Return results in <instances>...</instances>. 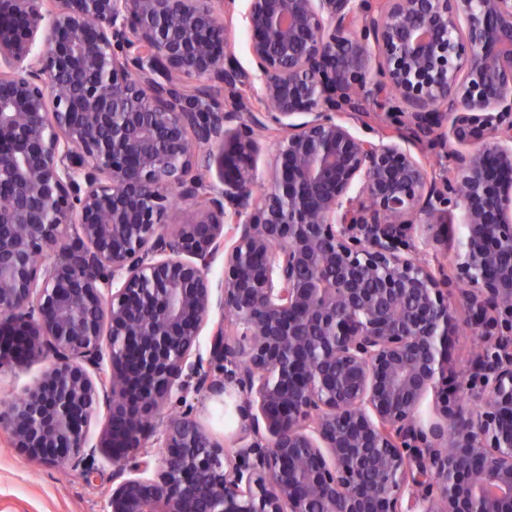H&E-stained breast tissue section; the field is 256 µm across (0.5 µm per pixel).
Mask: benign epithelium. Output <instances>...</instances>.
<instances>
[{"label": "benign epithelium", "mask_w": 512, "mask_h": 512, "mask_svg": "<svg viewBox=\"0 0 512 512\" xmlns=\"http://www.w3.org/2000/svg\"><path fill=\"white\" fill-rule=\"evenodd\" d=\"M237 2L0 0V367L50 360L0 426L87 479L107 458V512H512V0ZM368 85L414 140L356 132ZM457 216L453 276L403 254ZM459 305L477 410L448 372ZM227 384L230 446L186 400ZM230 42L239 66L253 74L251 57L248 50V35L244 29L237 26L230 36Z\"/></svg>", "instance_id": "benign-epithelium-1"}]
</instances>
